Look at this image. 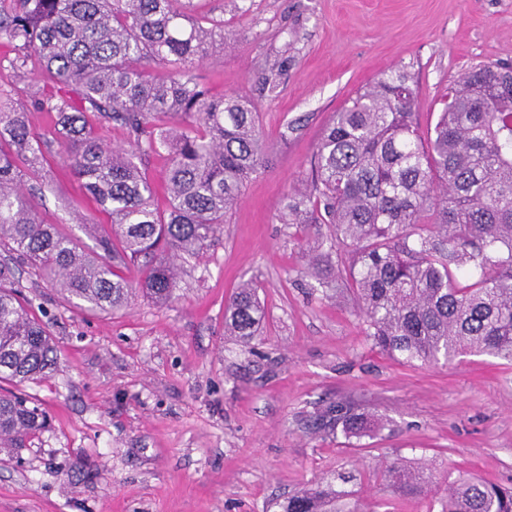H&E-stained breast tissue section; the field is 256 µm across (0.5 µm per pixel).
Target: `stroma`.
Segmentation results:
<instances>
[{"label": "stroma", "instance_id": "35a3bbf8", "mask_svg": "<svg viewBox=\"0 0 512 512\" xmlns=\"http://www.w3.org/2000/svg\"><path fill=\"white\" fill-rule=\"evenodd\" d=\"M193 9L230 33L195 74L212 96L257 101L273 162L246 184L218 240L184 263L170 303L138 296L94 312L22 268L21 294L47 322L58 360L21 388L50 425L26 447L0 448V512H277L332 473L346 476L363 512H440L449 480L512 485V366L382 354L352 294H325L309 265L331 228L280 221L325 126L367 84L406 71L427 132L449 84L478 65H512V0H193ZM28 117L51 185L36 201L42 218L94 248L109 217L62 163L47 114ZM243 281L264 306L247 347L224 333V304ZM338 401L378 427L360 436L322 427ZM397 462L423 467L436 494L391 497L386 469Z\"/></svg>", "mask_w": 512, "mask_h": 512}]
</instances>
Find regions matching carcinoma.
Here are the masks:
<instances>
[{
    "label": "carcinoma",
    "mask_w": 512,
    "mask_h": 512,
    "mask_svg": "<svg viewBox=\"0 0 512 512\" xmlns=\"http://www.w3.org/2000/svg\"><path fill=\"white\" fill-rule=\"evenodd\" d=\"M192 0H0V85L47 80L34 111L51 116L60 158L111 217L89 252L39 219L21 189L43 165V140L25 106L0 104V448H21L47 424L32 397L10 389L46 375L57 360L50 331L15 288L24 263L68 302L126 308L138 294L179 297L182 255L223 230L243 187L273 147L257 103L214 98L191 65L224 49V21L196 17ZM405 72L383 75L341 107L313 153L302 186L283 198L285 224H329L330 249L351 254L343 285L367 337L407 363L464 354L512 364V67L483 65L448 88L432 131L416 122ZM114 123L129 147L108 148L94 123ZM164 159L162 188L142 171ZM166 207L157 204L158 194ZM134 267L138 278L122 269ZM262 309L245 282L224 306V333L248 343ZM362 435L367 417L326 410ZM396 497L422 495L432 476L388 468ZM279 512H361L336 477L304 486ZM441 512H512V488L479 478L448 483Z\"/></svg>",
    "instance_id": "obj_1"
}]
</instances>
